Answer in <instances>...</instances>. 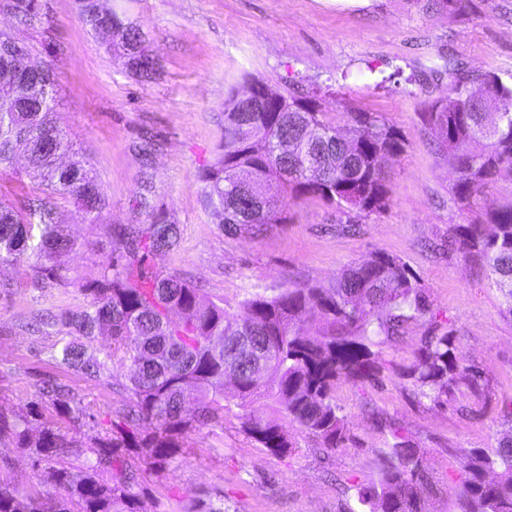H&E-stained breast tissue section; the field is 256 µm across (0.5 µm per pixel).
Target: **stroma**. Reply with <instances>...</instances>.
<instances>
[{
	"instance_id": "obj_1",
	"label": "stroma",
	"mask_w": 512,
	"mask_h": 512,
	"mask_svg": "<svg viewBox=\"0 0 512 512\" xmlns=\"http://www.w3.org/2000/svg\"><path fill=\"white\" fill-rule=\"evenodd\" d=\"M0 0V28L32 47L36 62L54 64L57 111L76 150L91 161L108 198L98 223L68 198L57 201L62 232L76 251L57 260L58 277L33 286L29 266L0 267L13 283L0 296V409L39 401L32 431L63 425L43 382L78 391L96 419L76 438L90 447L120 406L113 382L125 368L108 362L92 383L56 364L67 341L63 327L32 331L39 315L84 309L82 284L100 278L117 246L112 227L140 224L148 209L179 225L177 251L145 260L149 271L179 273L214 300L235 306L245 290L273 295L297 282L326 284L382 251L400 258L447 319L462 356L478 364L493 394L489 407L466 415L457 403L433 407L413 399L401 366L430 328L413 321L388 341L375 383H339L336 402L351 440L329 456L291 430L293 448L274 455L255 447L236 418L193 433V448L144 473L140 512H180L188 498L223 499L229 512H349L354 485L367 482L385 445L380 422L402 428L428 459L432 489L426 512H455L448 485L459 479L447 448H494L512 435V319L475 264L446 245L448 227L466 224L450 193V161L437 149L421 114L444 97L464 70L512 77V0H465L462 9L430 11L426 0H114L139 24L144 48L160 64L156 79L137 82L76 14L74 0H37L40 25H20ZM277 92L325 94L324 111L379 113L399 131L404 151L390 164L386 209L342 230L340 215L316 198L288 202V221L267 232L226 237L205 211L199 173L213 158L224 129V99L244 80ZM29 456L0 443V481L36 484Z\"/></svg>"
}]
</instances>
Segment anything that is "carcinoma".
Listing matches in <instances>:
<instances>
[{
    "label": "carcinoma",
    "mask_w": 512,
    "mask_h": 512,
    "mask_svg": "<svg viewBox=\"0 0 512 512\" xmlns=\"http://www.w3.org/2000/svg\"><path fill=\"white\" fill-rule=\"evenodd\" d=\"M19 23H40L36 0H9ZM106 0H76L81 21L141 82L158 70L143 48L140 26L105 8ZM24 43L0 30V169L18 154L38 194L0 200V265L20 266L34 256V282L56 275L47 265L70 252L75 241L57 229L56 199L72 198L98 222L109 203L89 159L75 150L55 111L52 65L16 78ZM424 120L439 135V148L454 162L450 192L457 208L473 213L454 224L448 249L483 265L501 296V313L512 318V198L491 200L487 188L512 181V81L494 72L458 76L448 95L433 102ZM404 151L396 128L375 112H345L335 122L317 96L271 91L249 80L224 99V132L213 160L199 175L207 210L227 235H255L269 224L288 222V200L312 196L352 224L384 210L389 201L385 162ZM276 184L279 193L264 196ZM118 255L101 278L86 283L87 307L65 317L72 339L56 362L97 382L109 360L125 365L118 384L121 407L112 413L107 436L97 439L94 459L69 461L78 440L52 426L31 437L30 418L39 403L15 412L0 410V441L28 450L36 463L54 466L39 475L42 489L0 482V512H139L134 489L142 470L133 459L163 466L189 447L192 433L224 424L236 406L241 431L273 454L292 442L281 418L327 453L349 441L347 416L336 405V384L377 381L382 345L411 321L433 322L403 376L418 400L445 407L459 398L489 403L482 368L465 360L453 331L436 321L425 287L401 259L374 251L336 281L302 282L268 296L247 290L235 310L201 295L176 273L147 271L143 258L174 252L179 225L152 212L146 222L115 229ZM112 346L96 353L100 335ZM59 416L70 423L93 420L81 396L47 385ZM375 456V478L355 486V512H425L423 488L429 466L421 448L393 423ZM459 481L448 486L456 512H512V439L492 451L472 448L456 456Z\"/></svg>",
    "instance_id": "obj_1"
}]
</instances>
